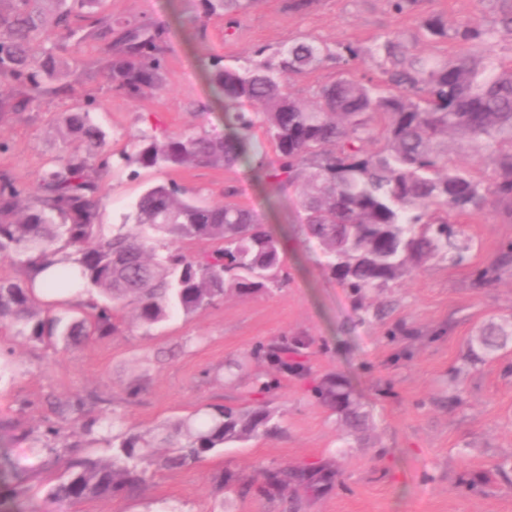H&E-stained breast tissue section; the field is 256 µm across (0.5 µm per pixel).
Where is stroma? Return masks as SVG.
I'll return each instance as SVG.
<instances>
[{
  "mask_svg": "<svg viewBox=\"0 0 512 512\" xmlns=\"http://www.w3.org/2000/svg\"><path fill=\"white\" fill-rule=\"evenodd\" d=\"M194 8V0H105L113 24L135 18L161 30L163 90L136 97L116 91L102 41L69 46L76 59L72 93L45 96L0 120V141L9 146L0 153V176L24 187L27 202L35 203L41 170L76 145L56 134L70 110L89 109L116 158L133 152L137 136L151 129L223 134L224 113L203 68L209 61L243 69L301 40L368 47L393 35L422 54L451 56L455 43L435 49L416 41L422 17L489 27L497 16L495 0H420L402 14L389 0H258L247 12L193 24L187 17ZM348 72L378 76L359 63L346 70L325 60L291 75L288 89L309 103L320 86ZM101 179L107 234L137 233L133 205L159 182H175L209 205L232 199L280 240L292 241L284 254L288 285L229 295L148 331L125 309L118 334L76 348L34 342L0 326V350L7 353L0 369V463L14 467L0 474V500L14 512L42 503L66 461L61 450H26L16 434L36 436L51 425L68 431L73 416L63 407L76 398L85 416L113 413L139 433L209 405H243V391L224 366L246 356L251 372L280 381L268 397L282 418L277 435L228 444L189 468L149 466L136 494L89 500L77 512H210L218 501L226 512H512V342L485 359L476 340L488 323L512 320V265L496 267L494 280L480 278L512 244V223L491 208L461 216L457 228L469 246L463 263L430 261L399 287L368 291L359 309L321 265L322 250L300 222L299 187H273L245 165L134 172L116 162ZM283 336L307 341V374L280 376L253 359L258 346ZM334 377L366 413L363 433L350 432L336 412L311 398L312 382ZM132 385L140 392L130 398ZM286 464L330 465L338 482L317 498L300 490L279 498L226 493L216 483L219 472L229 471L258 484L266 469Z\"/></svg>",
  "mask_w": 512,
  "mask_h": 512,
  "instance_id": "obj_1",
  "label": "stroma"
}]
</instances>
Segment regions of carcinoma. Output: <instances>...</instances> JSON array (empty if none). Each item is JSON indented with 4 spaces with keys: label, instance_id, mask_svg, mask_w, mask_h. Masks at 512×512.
Instances as JSON below:
<instances>
[{
    "label": "carcinoma",
    "instance_id": "carcinoma-1",
    "mask_svg": "<svg viewBox=\"0 0 512 512\" xmlns=\"http://www.w3.org/2000/svg\"><path fill=\"white\" fill-rule=\"evenodd\" d=\"M499 4L495 24L483 28L461 21L450 29L438 16L420 21V40L461 45L451 59L422 56L396 36L366 49L343 44L299 42L275 64L239 71L213 65L207 70L213 94L224 102V135L207 132L158 137L142 133L135 151L121 156L137 168L233 167L246 163L270 184L302 187V223L321 246L324 266L357 303L369 290L395 288L434 258L463 261L456 217L494 207L512 222V68L498 65L490 48L498 30L512 33V0ZM254 0H198L203 16L237 13ZM102 0H0V82L23 88L18 97L0 96V118L23 112L41 97L73 91V69L62 57L69 43L98 35L107 40V77L117 91L139 94L163 86L157 56L162 33L127 21L113 31L99 14ZM362 61L377 81L344 77L321 88L304 104L287 91L288 76L323 59ZM255 108L243 111V106ZM66 134L80 144L44 168L38 204H22L23 189L0 178V257L31 268L55 269L38 303L32 279L0 281V323L37 342L78 346L118 332V306L129 307L151 328L175 315L206 310L229 293L240 296L287 287L279 239L248 209L226 202L204 205L184 197L174 182L146 189L133 206L139 233H101L105 192L95 167L106 168L105 135L90 112H66ZM261 128L280 157L279 168L264 169ZM469 151L471 163H489L488 184L469 166L452 163L448 140ZM207 240L215 247L188 255L182 244ZM80 288L88 295L74 304L62 294ZM512 337V324H492L477 341L490 355ZM305 347L298 337L257 347L283 374L300 373L290 360ZM277 388L259 376L244 384L253 396L244 406L210 407L161 424L146 437L117 426L118 418L74 421L71 436L104 442L106 457H75L46 491L49 512H73L87 500L112 499L145 482L150 449H170L168 469L189 467L224 448L281 430L279 416L260 398ZM323 405L359 426L363 415L338 378L312 389ZM99 429L110 436L98 438ZM336 483V470L283 466L266 472L259 491L274 496L287 487L318 495Z\"/></svg>",
    "mask_w": 512,
    "mask_h": 512
}]
</instances>
